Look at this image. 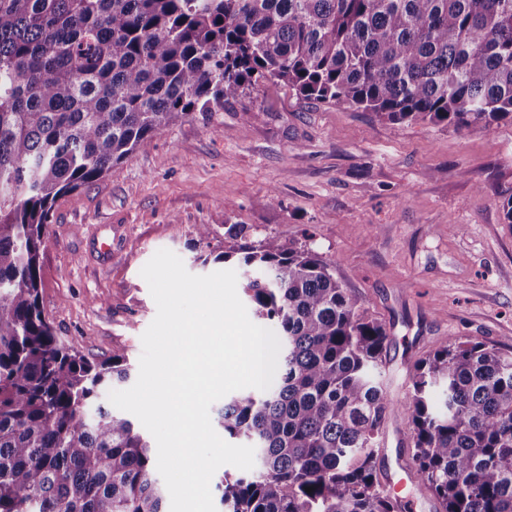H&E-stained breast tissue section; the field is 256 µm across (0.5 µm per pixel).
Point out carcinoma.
<instances>
[{
  "instance_id": "1",
  "label": "carcinoma",
  "mask_w": 512,
  "mask_h": 512,
  "mask_svg": "<svg viewBox=\"0 0 512 512\" xmlns=\"http://www.w3.org/2000/svg\"><path fill=\"white\" fill-rule=\"evenodd\" d=\"M258 82L490 129L512 121V0H0V512H165L157 453L103 403L126 356L60 343L41 252L59 198ZM215 260L243 271L281 343L276 385L218 410L259 457L217 484L221 512H400L376 467L385 325L304 245L267 236ZM404 414L439 512H512V353L448 338Z\"/></svg>"
}]
</instances>
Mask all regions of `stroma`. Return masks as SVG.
Returning a JSON list of instances; mask_svg holds the SVG:
<instances>
[{
  "mask_svg": "<svg viewBox=\"0 0 512 512\" xmlns=\"http://www.w3.org/2000/svg\"><path fill=\"white\" fill-rule=\"evenodd\" d=\"M511 194V121L394 124L258 83L58 200L41 305L65 344L94 362L125 354L135 375L156 315L140 271L156 251L207 275L222 270L215 257L233 224L245 227L242 245L267 235L306 245L387 326L393 409L377 469L403 480L416 361L452 336L512 348V225L501 209ZM200 224L211 227L208 243Z\"/></svg>",
  "mask_w": 512,
  "mask_h": 512,
  "instance_id": "stroma-1",
  "label": "stroma"
}]
</instances>
